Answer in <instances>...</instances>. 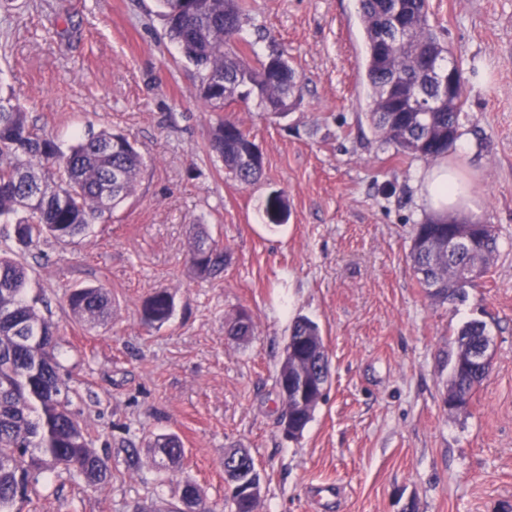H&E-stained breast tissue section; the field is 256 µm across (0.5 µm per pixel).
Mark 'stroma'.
Returning a JSON list of instances; mask_svg holds the SVG:
<instances>
[{
    "label": "stroma",
    "instance_id": "35a3bbf8",
    "mask_svg": "<svg viewBox=\"0 0 512 512\" xmlns=\"http://www.w3.org/2000/svg\"><path fill=\"white\" fill-rule=\"evenodd\" d=\"M243 5V36L260 54L284 50L303 94L284 116L255 98L226 108L263 154L250 185L210 152L218 115L157 0H0V96L17 95L61 149L111 129L144 158L134 194L71 242L26 247L0 223V249L28 265V295L57 326L61 376L112 470L95 486L56 472L18 512H179L185 478L225 512L234 448L261 474L258 512H512V0H426L466 81L462 172L498 236L462 302L431 296L411 267L430 162L398 155L366 118L359 0ZM275 191L288 198L282 224L264 212ZM199 229L229 255L218 277L190 266ZM88 285L112 295L111 321L95 328L64 297ZM159 289L175 312L157 327L142 306ZM242 310L255 332L237 342L227 329ZM300 317L318 324L330 377L291 440L276 378ZM472 319L493 338L490 372L452 414L448 353ZM159 434L182 440L179 465L158 468L148 444Z\"/></svg>",
    "mask_w": 512,
    "mask_h": 512
}]
</instances>
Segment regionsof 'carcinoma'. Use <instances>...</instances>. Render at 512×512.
I'll use <instances>...</instances> for the list:
<instances>
[{"label":"carcinoma","instance_id":"carcinoma-1","mask_svg":"<svg viewBox=\"0 0 512 512\" xmlns=\"http://www.w3.org/2000/svg\"><path fill=\"white\" fill-rule=\"evenodd\" d=\"M166 34L177 42L185 59L199 77L200 95L215 112L233 103L258 98L263 110L301 99V88L286 54L273 50L266 56H249L241 37L246 14L241 0H159ZM367 39L366 84L371 109L367 118L382 141L397 151L429 160L447 154L458 139V111L465 103L460 89L455 110L434 107L427 91L432 77L424 69V58L434 55L447 60L448 47L431 29L425 0H401L393 15L387 0H360ZM411 27L408 41L389 52L378 41L394 22ZM216 78L238 86V97L224 101V86ZM398 79L422 89L417 111L407 112L399 100L383 102L386 86ZM254 145L241 125L220 118L209 132L210 149L224 162L234 178L257 180L263 165L252 166L242 151ZM144 161L139 151L120 133L102 130L79 139L64 152L53 138L38 134L30 126L18 100L0 97V220L14 224L17 241L28 246L44 236L65 242L83 234L91 224L114 212L135 192ZM39 180L44 193L31 199V183ZM466 233L470 243L448 252V238ZM498 250V239L489 224H436L427 220L416 226L410 258L415 273L433 295L454 301L465 288L488 271ZM224 251L199 235L191 252L194 272L202 277L224 271ZM27 266L0 254V512H14L17 501L28 496L39 482L65 469L85 482L98 485L110 481L112 471L105 458L89 446L86 429L72 410L69 388L62 381L54 338V324L26 299ZM74 317L94 328L112 319V296L102 287L74 288L66 294ZM174 311L173 295L161 289L143 304V319L162 325ZM254 324L246 312L237 315L228 334L240 341L252 336ZM492 342L486 323L472 320L457 331L456 350L448 357L449 411L467 410L472 390L488 376L489 367L472 360V354ZM324 345L319 326L308 318L294 321L284 358L294 374L313 379L316 362L310 345ZM320 399L305 394L304 402L285 406L289 423L302 436ZM159 455L158 465L168 468L184 455L176 435H164L151 444ZM179 498L191 499L199 512L200 491L189 479L177 484ZM230 512H256V505L236 490L226 497Z\"/></svg>","mask_w":512,"mask_h":512}]
</instances>
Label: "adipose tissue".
Masks as SVG:
<instances>
[{
	"label": "adipose tissue",
	"instance_id": "1",
	"mask_svg": "<svg viewBox=\"0 0 512 512\" xmlns=\"http://www.w3.org/2000/svg\"><path fill=\"white\" fill-rule=\"evenodd\" d=\"M421 194L434 217L474 210L471 185L462 176L457 157L439 160L423 174Z\"/></svg>",
	"mask_w": 512,
	"mask_h": 512
}]
</instances>
